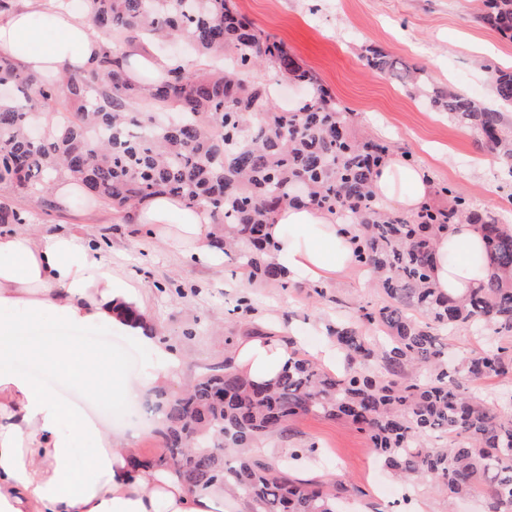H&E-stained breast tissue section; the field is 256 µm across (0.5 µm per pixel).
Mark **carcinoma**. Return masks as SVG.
<instances>
[{
    "label": "carcinoma",
    "mask_w": 512,
    "mask_h": 512,
    "mask_svg": "<svg viewBox=\"0 0 512 512\" xmlns=\"http://www.w3.org/2000/svg\"><path fill=\"white\" fill-rule=\"evenodd\" d=\"M92 28L127 40L187 39L198 55L217 50L248 71L262 65L303 84L309 96L277 112L266 84L179 64L163 77L128 76L106 44L79 75L39 77L0 57V184L49 196L52 183L81 182L84 203L101 201L130 218L142 200L168 194L204 203L221 226L215 246L247 271L251 283L289 287L269 258L264 228L283 206L312 203L357 225L354 253L382 295L356 317L329 328L346 369L331 374L295 352L277 380L257 385L229 362L202 375L184 394L161 399L164 454L192 488L231 481L254 512H339L334 486L288 477L245 455L246 448L300 414L340 419L367 435L399 479L426 480L448 499L479 494L484 512H512V390L483 398L473 386L512 374L499 340L512 336V232L488 211L444 185L452 204H424L413 215L389 213L375 199L372 176L390 146L351 134L350 113L318 77L235 9L232 0H82ZM478 19L512 39V0H481ZM365 65L389 74L435 112L475 132L512 177V71L494 77L490 106L440 86L421 68L398 66L381 49ZM68 111L39 133L37 109ZM484 230L489 274L467 297L430 284L437 237L460 222ZM30 213L0 200V224H28ZM490 315V345L448 359L442 340ZM378 331L384 341L366 335ZM376 364L380 374L362 367ZM417 369L416 377L409 370Z\"/></svg>",
    "instance_id": "obj_1"
}]
</instances>
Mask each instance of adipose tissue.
Wrapping results in <instances>:
<instances>
[{
  "mask_svg": "<svg viewBox=\"0 0 512 512\" xmlns=\"http://www.w3.org/2000/svg\"><path fill=\"white\" fill-rule=\"evenodd\" d=\"M85 13L36 11L22 6L0 17V54L43 74L77 73L100 52ZM380 203L411 213L427 199L430 176L397 153L376 168ZM151 237L186 259L224 264L213 243L218 233L204 205L156 195L133 213ZM273 262L289 278L325 284L355 266L356 227L311 204L281 209L267 226ZM480 225L457 224L439 237L431 280L443 293L461 296L485 275ZM58 337L38 340L42 323ZM94 325L130 336L152 352L158 370L133 380L120 360L94 346L73 343L68 332ZM292 351L284 336L241 340L231 355L235 372L256 383L276 379ZM41 362L60 382L86 397L121 403L176 381L181 357L149 321L138 281L80 229L41 234L30 225L0 227V512H219L209 489L189 490L166 467L134 464V435L107 428L98 415L62 400L57 386L22 368Z\"/></svg>",
  "mask_w": 512,
  "mask_h": 512,
  "instance_id": "obj_1",
  "label": "adipose tissue"
}]
</instances>
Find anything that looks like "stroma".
I'll list each match as a JSON object with an SVG mask.
<instances>
[{
  "label": "stroma",
  "mask_w": 512,
  "mask_h": 512,
  "mask_svg": "<svg viewBox=\"0 0 512 512\" xmlns=\"http://www.w3.org/2000/svg\"><path fill=\"white\" fill-rule=\"evenodd\" d=\"M240 12L266 34L283 42L306 68L314 71L337 100L349 108L357 131L410 151L428 169L433 185L451 184L474 207L494 212L512 224V187L490 165L491 154L473 133L429 111L387 75L370 73L362 59L364 46L385 49L391 56L423 66L441 84L466 89L469 96L491 101L494 91L489 65L512 66V41L484 27L476 18L478 0H236ZM0 196L35 215L36 229L54 233L77 227L111 248L141 281L150 315L163 341L183 361L179 380L151 392L141 405L159 397L173 398L209 368L223 363L230 350L256 331L295 334L307 353L322 354L327 328L359 306H373L375 289L353 280L328 283V300L313 302L300 288L274 284L250 289L236 283L232 260L223 267L193 264L177 251L157 243L140 225L125 223L110 206L95 221L82 224L76 212L43 207L36 195H20L0 184ZM249 296L251 312L232 316L241 296ZM73 340L101 345L111 340L129 374L145 376L158 362L129 337L104 327L72 332ZM264 460L279 464L297 450L305 455L294 470L300 479L336 483L347 497V512H441L444 495L424 486L411 502H403L398 483L370 447L366 436L348 423L312 414L289 422L285 432L260 439Z\"/></svg>",
  "instance_id": "35a3bbf8"
}]
</instances>
